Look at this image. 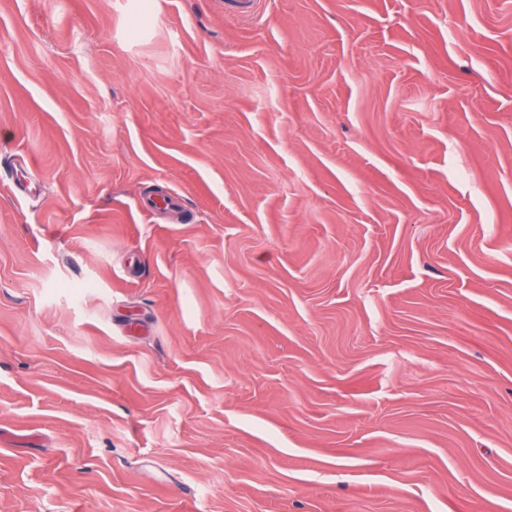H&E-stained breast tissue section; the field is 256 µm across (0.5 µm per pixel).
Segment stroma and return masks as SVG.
<instances>
[{
	"label": "stroma",
	"mask_w": 512,
	"mask_h": 512,
	"mask_svg": "<svg viewBox=\"0 0 512 512\" xmlns=\"http://www.w3.org/2000/svg\"><path fill=\"white\" fill-rule=\"evenodd\" d=\"M137 2L0 0V512H512V0Z\"/></svg>",
	"instance_id": "1"
}]
</instances>
